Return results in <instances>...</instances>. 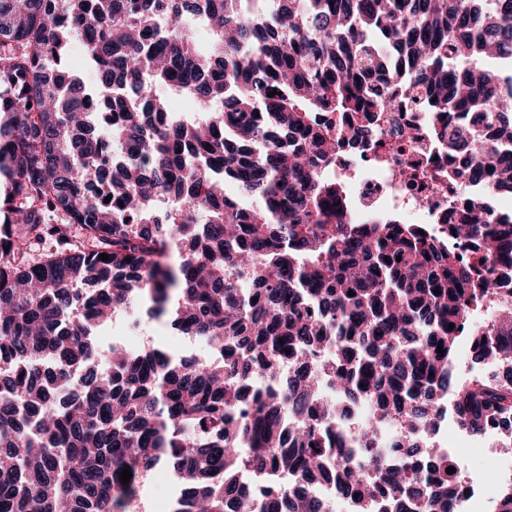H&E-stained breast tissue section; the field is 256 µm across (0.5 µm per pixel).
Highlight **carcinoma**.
<instances>
[{
  "label": "carcinoma",
  "instance_id": "cac0c4a2",
  "mask_svg": "<svg viewBox=\"0 0 512 512\" xmlns=\"http://www.w3.org/2000/svg\"><path fill=\"white\" fill-rule=\"evenodd\" d=\"M408 90L448 176L512 192V0H0V512H129L160 466L171 512H321L325 487L450 512L462 468L420 452L448 402L512 450V217L475 198L442 240L355 218L325 175ZM172 91L204 118L172 121ZM147 301L221 356L93 365ZM465 337L503 375L455 384Z\"/></svg>",
  "mask_w": 512,
  "mask_h": 512
}]
</instances>
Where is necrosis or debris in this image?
Returning a JSON list of instances; mask_svg holds the SVG:
<instances>
[{"instance_id":"obj_1","label":"necrosis or debris","mask_w":512,"mask_h":512,"mask_svg":"<svg viewBox=\"0 0 512 512\" xmlns=\"http://www.w3.org/2000/svg\"><path fill=\"white\" fill-rule=\"evenodd\" d=\"M431 118L403 98L399 108L374 113L378 138L370 148L340 153L330 174L351 188L358 214L393 212L444 236L474 197H484L487 210L497 212L494 189L449 177L448 157L429 137ZM408 170L409 180L403 177Z\"/></svg>"}]
</instances>
